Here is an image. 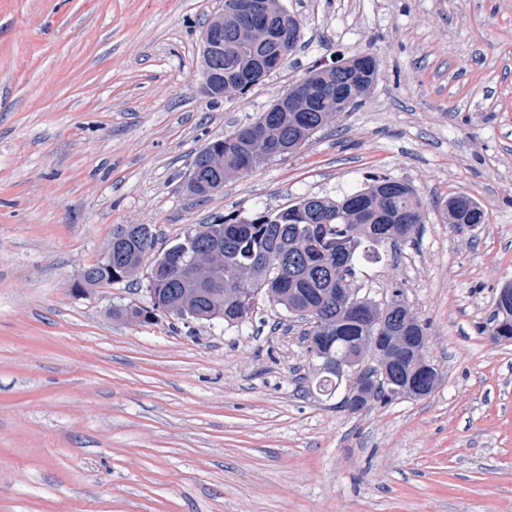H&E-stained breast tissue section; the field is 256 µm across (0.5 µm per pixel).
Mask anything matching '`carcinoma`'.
<instances>
[{
  "label": "carcinoma",
  "mask_w": 512,
  "mask_h": 512,
  "mask_svg": "<svg viewBox=\"0 0 512 512\" xmlns=\"http://www.w3.org/2000/svg\"><path fill=\"white\" fill-rule=\"evenodd\" d=\"M263 51L256 44H241L224 58V78L245 79L248 91L266 76L254 68L255 58ZM321 112H260L253 121L224 134L213 141L214 147L224 153V178L229 179L248 172L270 158L296 152L324 126ZM321 207L324 219L317 222L305 200L272 213H260L252 219H224V234L205 237V247L224 257V277L242 266L253 269L251 276L241 280L239 299L232 303L222 298L213 283L214 274L195 292L188 311L202 314L207 320L222 319L229 325L238 324L253 313L257 296L261 293L281 305L292 316L306 322L303 340L306 351L317 348L326 357H350L355 360L353 387L342 399V406L353 409L352 401L363 391L368 402L388 403L401 397L405 376L410 372L411 356L401 357V372L384 367L377 358L367 357L362 344L376 335L378 324L362 321L338 310L336 306V254L345 256L341 278L351 290L350 298L362 299L354 287L356 266L361 258H374L375 248L389 243L397 246L416 239L424 225L405 224L401 218L414 208L424 209L425 202L408 182L377 176L360 190L336 200L323 197ZM395 229L400 238L379 237V233ZM122 239L119 250L112 254V279L99 275L94 285L118 282L124 265H140L155 248L156 235H143L122 226L113 235ZM155 303L166 307L181 304L191 289L173 270L161 269L155 282ZM112 316L127 319L139 316L144 322L153 319V313L138 305L112 308ZM319 317L321 324L312 321ZM492 341L501 343L512 339V308L495 309L493 319L484 327ZM342 379L323 371L316 375V390L331 397Z\"/></svg>",
  "instance_id": "obj_1"
}]
</instances>
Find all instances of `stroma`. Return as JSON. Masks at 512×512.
<instances>
[{
	"mask_svg": "<svg viewBox=\"0 0 512 512\" xmlns=\"http://www.w3.org/2000/svg\"><path fill=\"white\" fill-rule=\"evenodd\" d=\"M223 2L0 0V512H512V343L479 330L512 282V0H282L295 54L214 102L194 75ZM359 53L380 73L361 108L187 191L197 151ZM371 175L425 201L421 236L357 272L427 322L424 398L320 395L302 323L263 296L235 326L135 323L112 309L149 304V264L76 286L120 226L163 249ZM456 193L478 229L444 222Z\"/></svg>",
	"mask_w": 512,
	"mask_h": 512,
	"instance_id": "stroma-1",
	"label": "stroma"
}]
</instances>
